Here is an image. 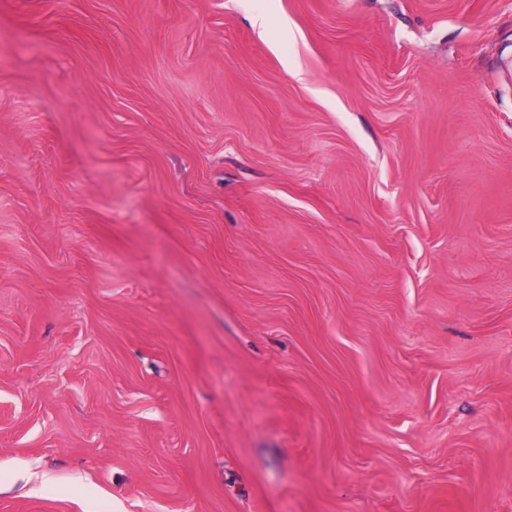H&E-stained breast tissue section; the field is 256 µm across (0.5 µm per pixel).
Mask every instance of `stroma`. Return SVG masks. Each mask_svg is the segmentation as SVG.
<instances>
[{"label":"stroma","mask_w":512,"mask_h":512,"mask_svg":"<svg viewBox=\"0 0 512 512\" xmlns=\"http://www.w3.org/2000/svg\"><path fill=\"white\" fill-rule=\"evenodd\" d=\"M0 512H512V0H0Z\"/></svg>","instance_id":"35a3bbf8"}]
</instances>
